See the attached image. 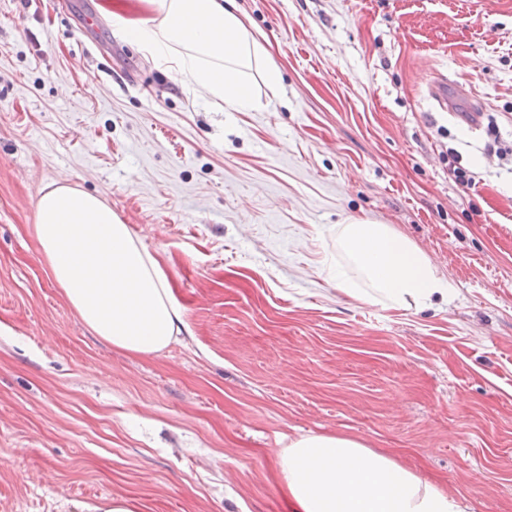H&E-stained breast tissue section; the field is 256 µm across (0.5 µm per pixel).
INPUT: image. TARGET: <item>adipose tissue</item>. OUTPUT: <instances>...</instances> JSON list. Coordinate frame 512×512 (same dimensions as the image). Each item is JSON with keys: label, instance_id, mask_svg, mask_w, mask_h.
Instances as JSON below:
<instances>
[{"label": "adipose tissue", "instance_id": "adipose-tissue-1", "mask_svg": "<svg viewBox=\"0 0 512 512\" xmlns=\"http://www.w3.org/2000/svg\"><path fill=\"white\" fill-rule=\"evenodd\" d=\"M144 21L115 18L144 54L182 86L234 112L256 85L283 88L280 69L239 16L236 0H143ZM35 233L44 262L87 329L116 349L156 356L188 333L169 280L142 240L101 197L69 182L44 188ZM340 246L395 309L451 302L455 290L431 259L392 225L355 218ZM291 512H464L458 495L347 435L307 433L279 454Z\"/></svg>", "mask_w": 512, "mask_h": 512}]
</instances>
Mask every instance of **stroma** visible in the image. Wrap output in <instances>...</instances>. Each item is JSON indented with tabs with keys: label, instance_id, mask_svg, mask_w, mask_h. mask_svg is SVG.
<instances>
[{
	"label": "stroma",
	"instance_id": "35a3bbf8",
	"mask_svg": "<svg viewBox=\"0 0 512 512\" xmlns=\"http://www.w3.org/2000/svg\"><path fill=\"white\" fill-rule=\"evenodd\" d=\"M238 6L284 74L248 112L127 42L110 17L142 0H0V512H290L278 453L306 432L512 512V0ZM64 179L143 240L189 337L136 357L83 325L34 232ZM354 216L411 239L452 302L338 291L335 270L370 291L337 245Z\"/></svg>",
	"mask_w": 512,
	"mask_h": 512
}]
</instances>
